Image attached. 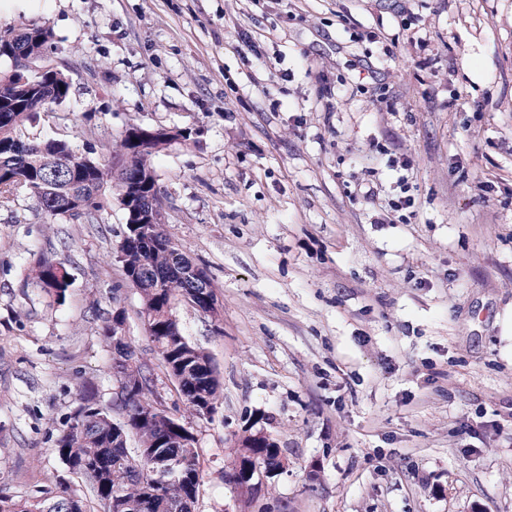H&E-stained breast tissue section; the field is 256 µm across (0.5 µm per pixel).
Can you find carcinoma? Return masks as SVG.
Returning <instances> with one entry per match:
<instances>
[{"label": "carcinoma", "mask_w": 512, "mask_h": 512, "mask_svg": "<svg viewBox=\"0 0 512 512\" xmlns=\"http://www.w3.org/2000/svg\"><path fill=\"white\" fill-rule=\"evenodd\" d=\"M52 39L50 28L21 24L0 33V58L13 63L12 72L34 82L31 57L46 49ZM71 84L64 72L45 77L33 95L13 80L0 79V204L19 194L34 198L46 220L64 216L79 224H92L98 212L115 200L126 205V197L137 194L145 210L162 209L152 158L171 142L148 139L133 142L125 135L110 147L111 160L99 161L84 154L87 163L80 175L72 174L62 158L77 151L58 139L25 141L22 127L52 105L65 100ZM125 231L117 254L124 281L137 291L139 315L153 345V352L168 375L177 377V390L188 415H199L200 406L216 404L219 380L211 377L210 357L204 349L177 335L169 320L172 305L185 295L195 299L197 311L219 319L211 307L215 300L213 282L206 269L190 273L192 263L167 233L164 220L143 225L135 232L130 225L140 218L124 210ZM30 278L54 301L65 299L70 276L64 262L54 265L43 255L30 266ZM29 281V282H31ZM24 282V285H29ZM98 334L112 349L111 370L123 374L137 396L125 403L126 428L139 446L133 450L112 442V408L101 404L98 386H85L79 403L54 439L53 452L69 472L88 481L91 496L102 512H187L201 480L196 439L163 433L143 415L152 406L154 379L148 363L128 351L112 337V317H104ZM237 456L255 458L261 468L275 471L281 460L277 446L251 436L236 449ZM0 512H93L85 494L39 489L16 500L0 495Z\"/></svg>", "instance_id": "carcinoma-1"}]
</instances>
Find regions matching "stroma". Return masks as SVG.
I'll return each mask as SVG.
<instances>
[{"label": "stroma", "instance_id": "35a3bbf8", "mask_svg": "<svg viewBox=\"0 0 512 512\" xmlns=\"http://www.w3.org/2000/svg\"><path fill=\"white\" fill-rule=\"evenodd\" d=\"M69 96L26 124L107 157L130 125L185 130L153 160L172 239L213 280L185 336L220 380L187 418L195 512H512V0H24ZM411 196L412 207L392 204ZM94 224L0 205V494L87 491L53 440L82 387L112 402L98 317L184 405ZM65 261L57 303L25 285ZM283 471L226 475L251 424Z\"/></svg>", "mask_w": 512, "mask_h": 512}]
</instances>
